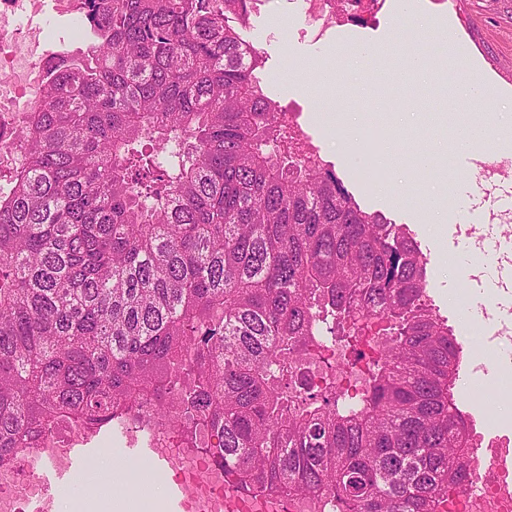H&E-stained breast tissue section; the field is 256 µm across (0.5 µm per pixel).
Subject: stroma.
Segmentation results:
<instances>
[{
  "label": "stroma",
  "mask_w": 512,
  "mask_h": 512,
  "mask_svg": "<svg viewBox=\"0 0 512 512\" xmlns=\"http://www.w3.org/2000/svg\"><path fill=\"white\" fill-rule=\"evenodd\" d=\"M413 2L416 16L408 30H399L389 14L367 27L334 28L326 43L315 44L303 37L305 21L288 0H265L242 36L263 57L259 78L265 96L291 115V127L301 131L307 146L332 165L363 208L405 225L417 241L427 259V294L462 348L456 392L462 410L474 420L473 439L512 449V414L506 404L487 394L486 381H468L471 364L488 361L489 347L469 328L459 304L474 282L456 274L452 247L457 228L451 216L456 204L447 194L449 183L459 182L471 201L481 195L473 167L450 139L461 120L493 123L498 144L512 142V0H459L450 7L469 65L424 80L413 75L407 54L421 47L439 58L434 22L440 13L429 0ZM383 41L405 49L379 57L370 82L353 76L342 85L318 81L317 70L342 64L340 47ZM475 78L485 88L482 99L463 114L441 111L445 89L464 87ZM326 98L341 104L353 126L330 128L322 122L317 108ZM386 133L392 134L391 143H384ZM389 180L395 181L398 196L381 190ZM129 467L112 451H102L74 489L56 496L54 512H143L146 493L167 495L169 472L143 465L146 483L138 487L126 482Z\"/></svg>",
  "instance_id": "35a3bbf8"
}]
</instances>
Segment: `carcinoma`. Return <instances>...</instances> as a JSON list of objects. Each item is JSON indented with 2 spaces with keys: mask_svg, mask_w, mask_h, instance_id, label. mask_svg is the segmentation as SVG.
Wrapping results in <instances>:
<instances>
[{
  "mask_svg": "<svg viewBox=\"0 0 512 512\" xmlns=\"http://www.w3.org/2000/svg\"><path fill=\"white\" fill-rule=\"evenodd\" d=\"M258 2L85 0L0 162V466L134 426L244 491L440 512L471 477L459 343L406 229L284 133L240 34ZM328 321L352 404L296 373Z\"/></svg>",
  "mask_w": 512,
  "mask_h": 512,
  "instance_id": "carcinoma-1",
  "label": "carcinoma"
}]
</instances>
